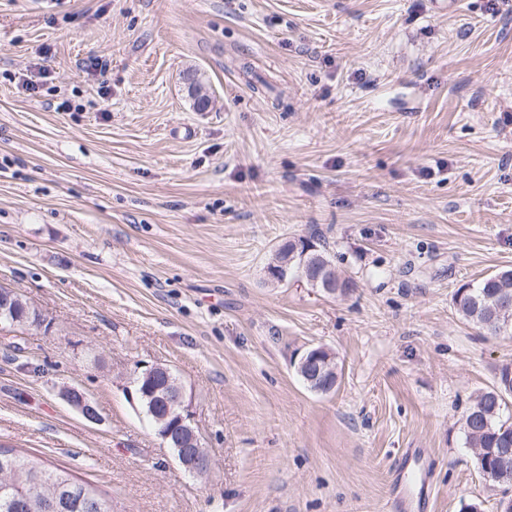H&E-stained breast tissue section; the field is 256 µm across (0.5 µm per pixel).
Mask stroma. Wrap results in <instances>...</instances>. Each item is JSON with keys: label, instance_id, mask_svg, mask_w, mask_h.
Returning <instances> with one entry per match:
<instances>
[{"label": "stroma", "instance_id": "stroma-1", "mask_svg": "<svg viewBox=\"0 0 512 512\" xmlns=\"http://www.w3.org/2000/svg\"><path fill=\"white\" fill-rule=\"evenodd\" d=\"M315 229L351 294L269 279ZM502 268L512 0H0V286L40 316L0 327V444L112 512H387L409 448L426 512H498L463 419L512 335L452 297ZM156 363L204 476L127 395ZM332 355V353H331ZM334 363L336 364V375L334 378H332L330 381H320L317 380L320 377L324 375H327L329 373H335V369H329L326 371L327 364L330 360V358L324 359L323 355L321 354V350L319 354L314 355H306L305 358L302 359L301 363L303 365L307 364L309 374L312 376V380H317L316 382H311L306 378L305 374L302 372L300 373L299 368L296 370L297 375L300 377L304 385L311 391L320 393V394H328L331 391H333L335 388L332 386L337 384L339 373H338V366L335 361V357L332 355ZM62 396L77 409L88 421H99V414L96 407L88 400V398L75 388H67Z\"/></svg>", "mask_w": 512, "mask_h": 512}]
</instances>
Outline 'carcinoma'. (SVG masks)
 <instances>
[{
	"label": "carcinoma",
	"mask_w": 512,
	"mask_h": 512,
	"mask_svg": "<svg viewBox=\"0 0 512 512\" xmlns=\"http://www.w3.org/2000/svg\"><path fill=\"white\" fill-rule=\"evenodd\" d=\"M189 90L196 111H208L212 100L203 93L199 79H191ZM267 270L280 281L298 278L322 291L330 286L335 295H345L355 287L352 279L337 273L327 246L315 234L281 243ZM453 304L461 319L487 335L511 332L512 323L507 320L512 318V269L461 285L453 294ZM36 317V311L23 300L8 312H0V324L22 326ZM155 387L158 391L152 399L140 401L146 413L164 407L166 379L156 381ZM510 397L512 365H503L494 384L476 393L465 416L466 444L475 449L477 467L499 487L512 486V420L503 418ZM0 512H112V501L74 477L67 467L49 466L0 445Z\"/></svg>",
	"instance_id": "1"
}]
</instances>
